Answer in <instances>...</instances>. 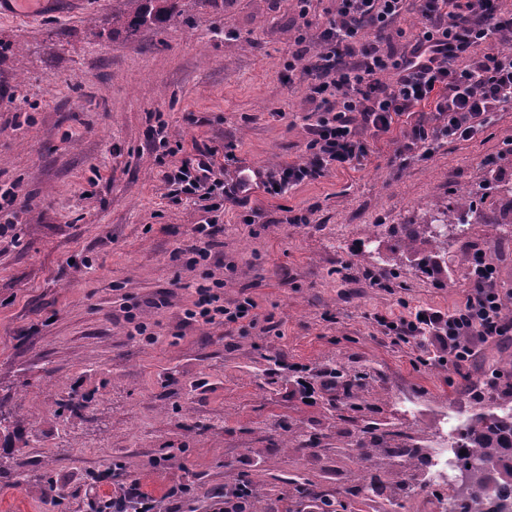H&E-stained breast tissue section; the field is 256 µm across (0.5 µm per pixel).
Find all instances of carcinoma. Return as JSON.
<instances>
[{
	"label": "carcinoma",
	"mask_w": 512,
	"mask_h": 512,
	"mask_svg": "<svg viewBox=\"0 0 512 512\" xmlns=\"http://www.w3.org/2000/svg\"><path fill=\"white\" fill-rule=\"evenodd\" d=\"M177 0H127L128 9L112 15V28L134 36L146 25H156L174 13ZM470 192L460 190L448 201H438L427 210L425 224L403 225L400 248L422 262L432 260V254L448 252V233L452 226L459 232L471 223L475 214L468 203ZM461 442L468 455L457 464V471L466 474V490L460 491L454 483L435 490L437 499H448L452 512H505L507 505L500 498L512 496V426L504 424L501 414L493 411L474 413Z\"/></svg>",
	"instance_id": "obj_1"
}]
</instances>
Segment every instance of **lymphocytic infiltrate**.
<instances>
[{
	"instance_id": "lymphocytic-infiltrate-1",
	"label": "lymphocytic infiltrate",
	"mask_w": 512,
	"mask_h": 512,
	"mask_svg": "<svg viewBox=\"0 0 512 512\" xmlns=\"http://www.w3.org/2000/svg\"><path fill=\"white\" fill-rule=\"evenodd\" d=\"M407 0H336L314 33H301L285 64L288 74L303 72L318 107L305 126L307 158L258 174L257 189L275 197L329 173L363 166L369 141L386 135L405 159L430 155L440 144L470 140L485 131L497 112L512 108V12L498 0H418V31L403 51L398 22ZM211 149H196L162 177L172 200L221 199L243 205L239 180H226V164ZM466 299L445 313L423 309L412 319L388 322L398 340H417L423 353L447 349L455 365L469 362L479 341L512 335L505 308L512 291L500 288L496 267L485 253L470 258ZM223 280L197 286L190 319L246 328L257 323L252 300L225 303ZM95 485H108V500L94 499L90 512H158V502L131 480L123 466L97 470Z\"/></svg>"
}]
</instances>
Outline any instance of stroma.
<instances>
[{
	"mask_svg": "<svg viewBox=\"0 0 512 512\" xmlns=\"http://www.w3.org/2000/svg\"><path fill=\"white\" fill-rule=\"evenodd\" d=\"M125 7L0 12V193L15 195L0 211V414L15 430L0 436V512H87L89 471L115 461L161 512L170 487H190L187 506L206 512L240 480L255 488L250 512H317L299 483L332 493L357 479L381 481L380 496L341 498L338 512H435L390 450L408 439L431 456L449 411L512 408V340L478 344L460 367L424 364L379 320L457 309L477 248L512 289V196L500 189L512 108L402 166L391 139H374L359 169L255 192L218 211L213 257L195 266L187 247L207 214L170 201L152 132L188 149L233 143L246 169L301 161L316 104L284 65L302 21L295 0H179L133 41L110 25ZM463 188L478 218L423 273L391 228ZM208 272L225 301L256 303L255 327L186 320ZM137 321L154 341L132 337ZM326 371L335 394L309 397Z\"/></svg>",
	"mask_w": 512,
	"mask_h": 512,
	"instance_id": "1",
	"label": "stroma"
}]
</instances>
